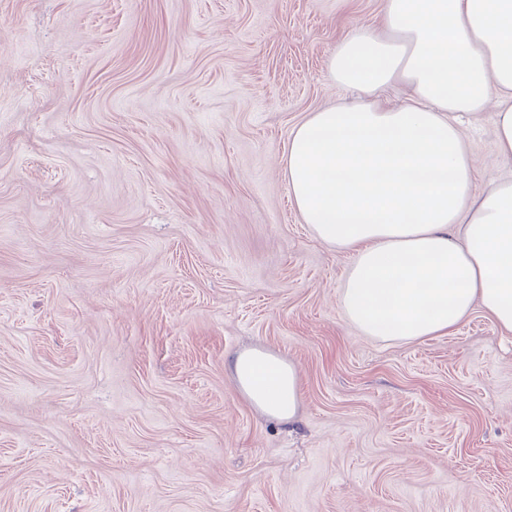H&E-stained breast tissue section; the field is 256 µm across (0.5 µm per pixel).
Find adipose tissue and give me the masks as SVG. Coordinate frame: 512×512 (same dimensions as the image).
<instances>
[{
  "mask_svg": "<svg viewBox=\"0 0 512 512\" xmlns=\"http://www.w3.org/2000/svg\"><path fill=\"white\" fill-rule=\"evenodd\" d=\"M362 102L322 108L291 131L284 175L303 223L351 252L346 318L383 341L445 334L481 306L512 332V179L474 193L463 116L495 104L496 154L512 159V0H383L329 59ZM404 89L406 99L387 96ZM225 367L261 416L298 418L293 364L258 347Z\"/></svg>",
  "mask_w": 512,
  "mask_h": 512,
  "instance_id": "obj_1",
  "label": "adipose tissue"
}]
</instances>
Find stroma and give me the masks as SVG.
<instances>
[{
    "mask_svg": "<svg viewBox=\"0 0 512 512\" xmlns=\"http://www.w3.org/2000/svg\"><path fill=\"white\" fill-rule=\"evenodd\" d=\"M382 2L0 0V512H512V332L361 334L283 175ZM462 130L474 192L512 177L492 110ZM224 367L261 416L288 424L298 419L300 381L293 364L265 349L250 347L227 358Z\"/></svg>",
    "mask_w": 512,
    "mask_h": 512,
    "instance_id": "35a3bbf8",
    "label": "stroma"
}]
</instances>
